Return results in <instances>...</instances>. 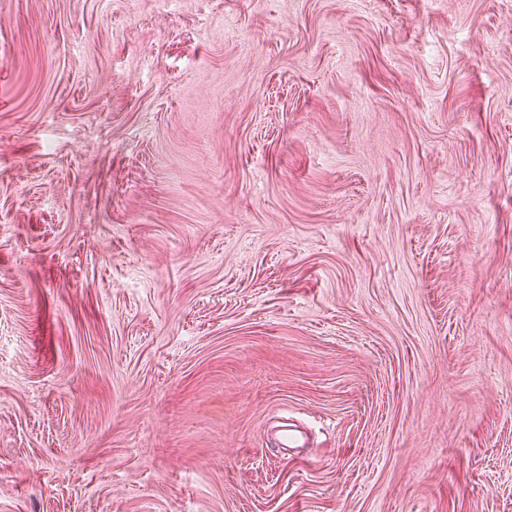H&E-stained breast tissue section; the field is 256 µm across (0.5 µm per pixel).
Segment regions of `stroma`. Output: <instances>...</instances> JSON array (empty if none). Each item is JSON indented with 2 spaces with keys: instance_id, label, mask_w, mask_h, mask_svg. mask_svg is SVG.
<instances>
[{
  "instance_id": "stroma-1",
  "label": "stroma",
  "mask_w": 512,
  "mask_h": 512,
  "mask_svg": "<svg viewBox=\"0 0 512 512\" xmlns=\"http://www.w3.org/2000/svg\"><path fill=\"white\" fill-rule=\"evenodd\" d=\"M0 512H512V0H0ZM308 440L307 432L296 425L283 426L277 436L279 448H305Z\"/></svg>"
}]
</instances>
